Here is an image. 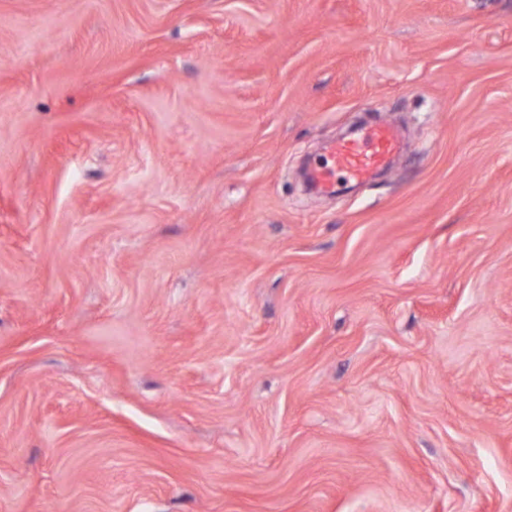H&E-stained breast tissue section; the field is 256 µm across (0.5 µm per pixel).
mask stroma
Listing matches in <instances>:
<instances>
[{"label":"stroma","instance_id":"1","mask_svg":"<svg viewBox=\"0 0 512 512\" xmlns=\"http://www.w3.org/2000/svg\"><path fill=\"white\" fill-rule=\"evenodd\" d=\"M0 512H512V0H0ZM406 144L397 126L382 123L337 141L329 150L330 164L312 168L310 179L324 192H338L347 184L366 183L389 166Z\"/></svg>","mask_w":512,"mask_h":512}]
</instances>
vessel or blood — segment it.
Masks as SVG:
<instances>
[{"label":"vessel or blood","instance_id":"1","mask_svg":"<svg viewBox=\"0 0 512 512\" xmlns=\"http://www.w3.org/2000/svg\"><path fill=\"white\" fill-rule=\"evenodd\" d=\"M405 143L397 126L382 123L337 141L329 150V164L312 168L310 179L325 192H338L345 185L366 183L389 166Z\"/></svg>","mask_w":512,"mask_h":512}]
</instances>
